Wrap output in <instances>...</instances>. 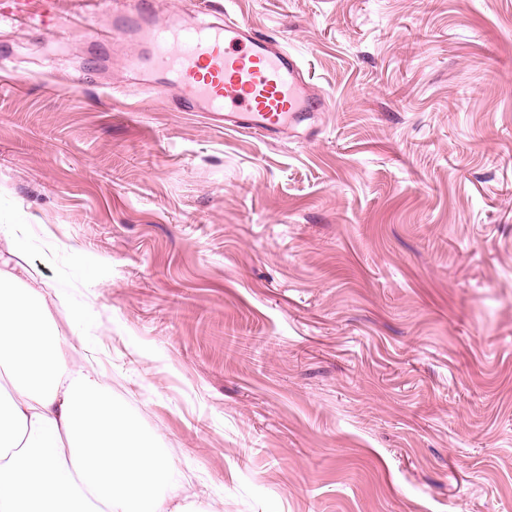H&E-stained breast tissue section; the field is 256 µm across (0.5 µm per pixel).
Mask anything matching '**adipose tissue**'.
Wrapping results in <instances>:
<instances>
[{"instance_id":"ef3b65f1","label":"adipose tissue","mask_w":512,"mask_h":512,"mask_svg":"<svg viewBox=\"0 0 512 512\" xmlns=\"http://www.w3.org/2000/svg\"><path fill=\"white\" fill-rule=\"evenodd\" d=\"M26 225H0V512H198L158 437L83 362L24 263Z\"/></svg>"}]
</instances>
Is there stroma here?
<instances>
[{"label":"stroma","instance_id":"1","mask_svg":"<svg viewBox=\"0 0 512 512\" xmlns=\"http://www.w3.org/2000/svg\"><path fill=\"white\" fill-rule=\"evenodd\" d=\"M330 101L276 140L139 87L105 6L0 23V217L223 512H512V0H218ZM82 321H74V312Z\"/></svg>","mask_w":512,"mask_h":512}]
</instances>
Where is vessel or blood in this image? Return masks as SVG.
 <instances>
[{"label": "vessel or blood", "mask_w": 512, "mask_h": 512, "mask_svg": "<svg viewBox=\"0 0 512 512\" xmlns=\"http://www.w3.org/2000/svg\"><path fill=\"white\" fill-rule=\"evenodd\" d=\"M107 3L115 29L146 48L130 61L139 84L161 92L176 83L178 111L205 112L227 130L274 138L328 106L309 93L298 59L244 22L177 25L157 20L152 0ZM0 18L67 33L60 0H0Z\"/></svg>", "instance_id": "obj_1"}]
</instances>
